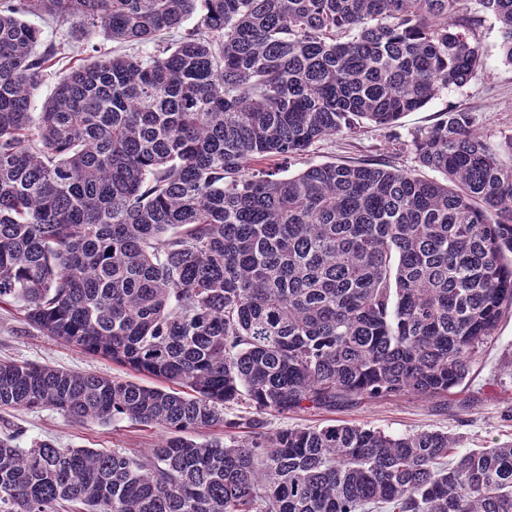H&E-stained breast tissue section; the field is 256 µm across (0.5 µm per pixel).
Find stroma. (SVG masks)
I'll list each match as a JSON object with an SVG mask.
<instances>
[{
    "label": "stroma",
    "mask_w": 512,
    "mask_h": 512,
    "mask_svg": "<svg viewBox=\"0 0 512 512\" xmlns=\"http://www.w3.org/2000/svg\"><path fill=\"white\" fill-rule=\"evenodd\" d=\"M471 36L486 62L484 75L452 87L422 109L407 113L396 127L363 124L356 133H340L319 142L307 155L288 162L296 173L311 163H369L383 167H415L408 144L414 132L432 127L442 112L463 109L493 144L512 134V64L501 54V33L495 20L471 0ZM0 360L29 361L65 371L154 385L149 376L45 335L31 326L20 306L0 304ZM268 429L351 424L372 427L393 436L440 430L459 436L460 451L512 439V313H506L494 334L472 362L465 381L444 397L406 394L357 406L308 409L281 416L265 414ZM12 434L20 447L49 440L63 448H123L140 453L164 436L162 428L128 420L108 424L79 422L50 408L0 410V437Z\"/></svg>",
    "instance_id": "stroma-1"
}]
</instances>
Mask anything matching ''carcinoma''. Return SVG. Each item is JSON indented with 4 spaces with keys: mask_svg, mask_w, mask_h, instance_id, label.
I'll list each match as a JSON object with an SVG mask.
<instances>
[{
    "mask_svg": "<svg viewBox=\"0 0 512 512\" xmlns=\"http://www.w3.org/2000/svg\"><path fill=\"white\" fill-rule=\"evenodd\" d=\"M476 2L512 63V0ZM468 3L0 0V303L170 384L1 360V409L166 435L138 456L0 438V512H512L511 441L260 419L446 395L512 309V135L445 112L410 142L439 180L287 173L479 76ZM29 16L136 52L54 72ZM216 423L228 440L187 437Z\"/></svg>",
    "mask_w": 512,
    "mask_h": 512,
    "instance_id": "obj_1",
    "label": "carcinoma"
}]
</instances>
